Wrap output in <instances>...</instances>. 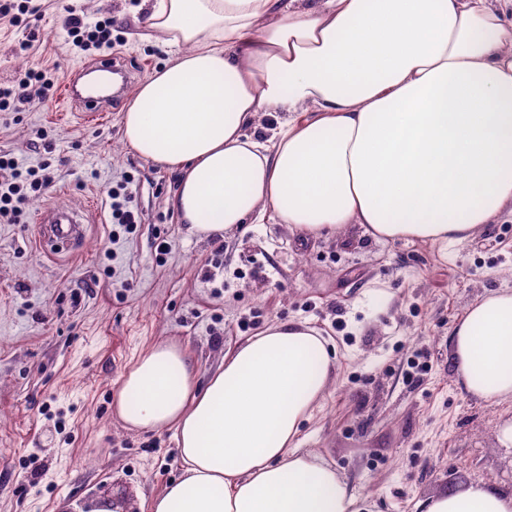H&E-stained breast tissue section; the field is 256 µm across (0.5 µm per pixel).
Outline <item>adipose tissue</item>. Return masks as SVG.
Segmentation results:
<instances>
[{"label": "adipose tissue", "instance_id": "adipose-tissue-1", "mask_svg": "<svg viewBox=\"0 0 512 512\" xmlns=\"http://www.w3.org/2000/svg\"><path fill=\"white\" fill-rule=\"evenodd\" d=\"M170 60L122 114L123 142L178 173L169 203L210 239L270 219L320 236L472 241L512 211V0H142ZM270 135H261L265 118ZM457 381L512 401V288L453 328ZM337 369L326 339L276 322L198 386L187 349L157 344L112 408L131 432L172 429L183 476L150 512H368L304 421ZM415 512H512V489L475 483Z\"/></svg>", "mask_w": 512, "mask_h": 512}]
</instances>
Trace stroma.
Listing matches in <instances>:
<instances>
[{"mask_svg":"<svg viewBox=\"0 0 512 512\" xmlns=\"http://www.w3.org/2000/svg\"><path fill=\"white\" fill-rule=\"evenodd\" d=\"M70 2L113 19L122 38L113 54L139 76L168 61L135 20L139 0ZM36 3L29 28L0 23V81L47 64L60 82L86 61L56 0ZM26 38L32 51L16 54ZM125 108L90 122L54 99L0 112V154L55 169L25 223L0 224V512H91L121 490L137 501L157 495L182 473L174 432L124 429L112 410L122 375L149 347L174 342L204 382L230 348L288 320L321 329L338 353L301 446L373 512H414L418 499L478 481L512 487V451L498 441L512 402L469 397L450 356L465 308L512 286L511 217L445 251L356 229L304 243L268 220L225 235L218 258L168 204L177 173L125 148ZM128 175L141 222L116 238L109 192ZM49 206L89 208L77 253L52 258L39 247L36 218ZM415 362L425 372L413 373Z\"/></svg>","mask_w":512,"mask_h":512,"instance_id":"35a3bbf8","label":"stroma"}]
</instances>
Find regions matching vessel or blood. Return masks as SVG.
<instances>
[{
	"label": "vessel or blood",
	"mask_w": 512,
	"mask_h": 512,
	"mask_svg": "<svg viewBox=\"0 0 512 512\" xmlns=\"http://www.w3.org/2000/svg\"><path fill=\"white\" fill-rule=\"evenodd\" d=\"M94 72H107L118 75L122 84H129L132 77L131 70L124 61L109 58L98 60L84 66L68 77L63 84L64 100L87 115L97 112L111 111L114 101L120 95V90H107L103 93H92L87 89L86 76ZM87 216L83 210L72 207H52L41 212L37 218L38 242L41 247L56 245L67 249L79 244L84 232Z\"/></svg>",
	"instance_id": "obj_1"
}]
</instances>
